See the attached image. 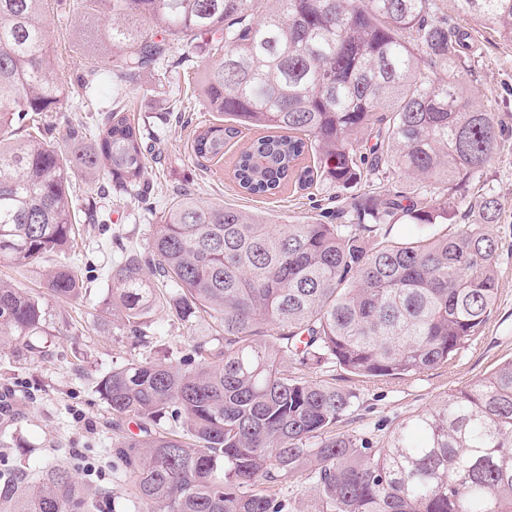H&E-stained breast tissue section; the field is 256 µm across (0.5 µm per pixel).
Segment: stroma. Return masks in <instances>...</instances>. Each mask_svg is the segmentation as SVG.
Masks as SVG:
<instances>
[{"label": "stroma", "instance_id": "35a3bbf8", "mask_svg": "<svg viewBox=\"0 0 512 512\" xmlns=\"http://www.w3.org/2000/svg\"><path fill=\"white\" fill-rule=\"evenodd\" d=\"M433 4L435 20L469 33L473 48L464 67L479 101L491 109L497 122L500 147L483 179L499 202L496 220L487 225L501 243L499 299L477 339L448 366L390 381L359 378L340 368L333 371L337 385L355 395L353 411L337 423V431L363 432L377 446L408 418L512 358V43L463 19L457 0H433ZM208 61L207 45L199 39L188 48L176 46L168 69L141 74L128 85L130 117L144 128L149 199H101L105 223L85 225L69 256L85 280L86 293L68 304L50 297L44 300V341L50 356L22 361L0 357V393L12 389L29 397L14 425L21 445L29 450L22 466L35 473L58 465L69 467L88 493L111 488L117 512L138 510L132 485L117 468L112 413L97 391L98 381L130 357H157V344L180 352L210 338L211 331L203 322L190 326L174 322L160 310L146 328L154 346L133 345L130 337L95 317L94 306L108 291L113 266L127 252L146 251L161 215L183 189L193 190L202 201L222 202L277 224L314 215L319 207L329 211L337 207L338 191L326 182L309 188L291 184L270 198L242 195L230 174L233 155L241 146L236 138L226 145L219 163L198 164L191 152L192 133L215 118L198 82Z\"/></svg>", "mask_w": 512, "mask_h": 512}]
</instances>
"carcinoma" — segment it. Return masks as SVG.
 <instances>
[{"mask_svg": "<svg viewBox=\"0 0 512 512\" xmlns=\"http://www.w3.org/2000/svg\"><path fill=\"white\" fill-rule=\"evenodd\" d=\"M458 6L512 42V0ZM50 9L60 23L97 22L83 32L88 61L67 73L46 37ZM429 9L430 0H0V263L38 268L71 250L101 196L147 199L125 83L175 40L204 35L213 56L202 91L219 119L195 133L196 158L222 159L228 139L256 126L266 134L232 164L242 193L325 181L356 190L341 224H273L184 189L149 251L112 268L96 317L136 345L149 344L143 325L160 309L181 324L207 319L215 333L98 383L143 512H284L277 487L303 476L315 481V512H512V359L377 448L336 431L354 393L312 377L337 366L381 379L440 367L497 303L499 242L480 225L411 243L378 236L387 224L449 220L458 202L438 185L481 182L498 151L495 115L476 104L461 64L468 33L430 21ZM102 80L112 86L105 104ZM378 172L405 175L413 192L370 187ZM78 175L106 182L79 196ZM475 202L492 223L495 195L483 187ZM42 279L59 300L83 295L66 262ZM45 335L42 296L0 280V352L45 357L35 343ZM16 452L27 454L3 442L0 512H115L110 491L89 498L62 467L30 474L10 461Z\"/></svg>", "mask_w": 512, "mask_h": 512, "instance_id": "cac0c4a2", "label": "carcinoma"}]
</instances>
